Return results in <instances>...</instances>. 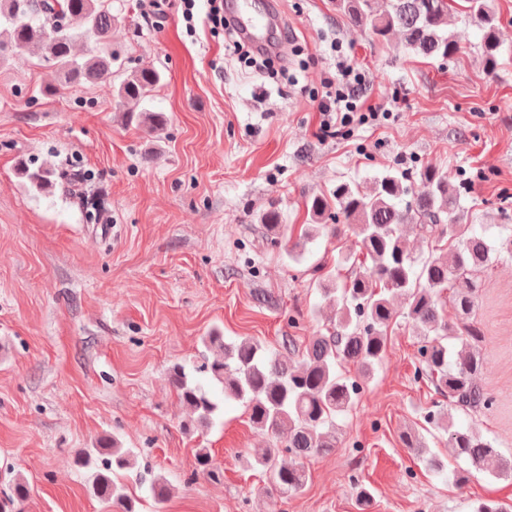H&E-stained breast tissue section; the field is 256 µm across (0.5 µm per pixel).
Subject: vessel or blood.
<instances>
[{
    "label": "vessel or blood",
    "instance_id": "obj_1",
    "mask_svg": "<svg viewBox=\"0 0 512 512\" xmlns=\"http://www.w3.org/2000/svg\"><path fill=\"white\" fill-rule=\"evenodd\" d=\"M231 18L237 35L260 52L273 51L286 54L288 45L274 40L272 26L278 20L275 0H266L263 7H256L253 0H229Z\"/></svg>",
    "mask_w": 512,
    "mask_h": 512
}]
</instances>
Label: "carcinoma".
Segmentation results:
<instances>
[{"mask_svg":"<svg viewBox=\"0 0 512 512\" xmlns=\"http://www.w3.org/2000/svg\"><path fill=\"white\" fill-rule=\"evenodd\" d=\"M351 22L371 30L381 43L391 32L402 34V50L426 60L447 61L462 52L448 30L449 19L461 12L477 20L482 31L481 50L486 72L496 73L503 45L502 29L490 0H336ZM121 24L112 13L111 0H0V66L31 51L53 67L65 85L95 84L112 78V54H85L75 46L83 37L112 43ZM161 82L156 69L129 74L119 85L123 102L143 101ZM310 223L303 225L300 240L287 249L298 262L302 245L319 235L325 222L349 225L357 237L360 253L347 252L336 260L348 275L338 279L333 271L315 270L313 285L336 302L339 317L325 333L309 339L304 350L285 336L281 350L269 352L260 343L244 339L227 343L219 328L202 337L208 351L218 355L204 362L206 372L221 385L226 399L245 404L249 421L261 435L277 438L286 434L282 448H255L250 465L269 474L275 491L283 496L301 492L307 483L304 461L336 447V419L349 412L362 390L363 378L383 359L388 331L398 317L407 319L419 340L421 367L417 376L427 380L436 394L448 400L433 403L425 420L448 436V444L468 468L456 471L463 484L472 471L512 478V457L503 456L491 440L476 428L456 425L453 413L473 414L493 406L491 394L480 382L485 357L484 335L470 321L481 283L479 275L502 254L512 257V233L494 245L460 223V190L448 170L427 164L407 174L389 168L361 185L341 182L328 194L307 202ZM271 238L285 240L288 225L275 209L263 215ZM413 223L428 237L448 239V248H437L417 259L407 250L402 234ZM404 300L406 310L395 305ZM452 304L454 317L445 315ZM352 366L358 376L343 368ZM169 382L190 410L188 430L212 424L218 404L201 384L174 365ZM402 442L429 469L441 473L444 464L428 454L426 442L415 432H405ZM287 454L288 464L279 462ZM201 472L212 481L224 477L212 464L207 448L196 450ZM134 452L121 447L119 438L104 439L86 448L76 465L92 471L91 490L101 503L117 512H138L136 499L126 493L127 476ZM149 483L151 496L162 502L169 485L160 477L139 475ZM30 496L26 480L18 478L10 494L0 499V512H17Z\"/></svg>","mask_w":512,"mask_h":512,"instance_id":"1","label":"carcinoma"}]
</instances>
